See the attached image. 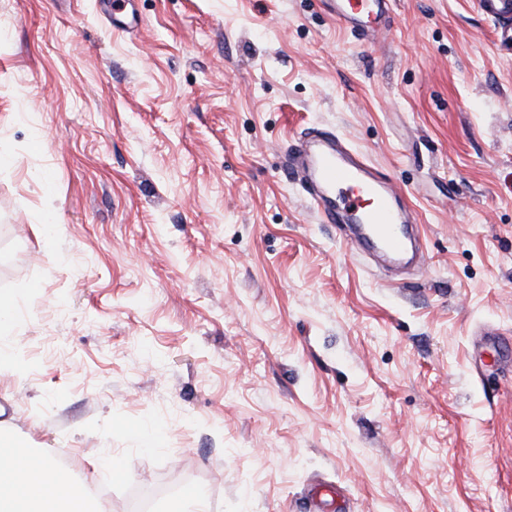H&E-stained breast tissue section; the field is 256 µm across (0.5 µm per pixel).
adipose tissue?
<instances>
[{"label": "adipose tissue", "instance_id": "adipose-tissue-1", "mask_svg": "<svg viewBox=\"0 0 512 512\" xmlns=\"http://www.w3.org/2000/svg\"><path fill=\"white\" fill-rule=\"evenodd\" d=\"M0 512H105L93 485L0 434Z\"/></svg>", "mask_w": 512, "mask_h": 512}]
</instances>
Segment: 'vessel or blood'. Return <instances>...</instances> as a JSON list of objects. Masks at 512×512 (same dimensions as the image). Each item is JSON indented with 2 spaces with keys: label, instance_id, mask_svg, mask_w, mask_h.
Segmentation results:
<instances>
[{
  "label": "vessel or blood",
  "instance_id": "obj_1",
  "mask_svg": "<svg viewBox=\"0 0 512 512\" xmlns=\"http://www.w3.org/2000/svg\"><path fill=\"white\" fill-rule=\"evenodd\" d=\"M347 28L376 35L389 17L391 0H325ZM480 10L501 22L500 44L512 45V0H477ZM290 162L321 223L353 224L357 241L389 259L408 252L414 210L391 177L350 148L330 127H315L291 145Z\"/></svg>",
  "mask_w": 512,
  "mask_h": 512
}]
</instances>
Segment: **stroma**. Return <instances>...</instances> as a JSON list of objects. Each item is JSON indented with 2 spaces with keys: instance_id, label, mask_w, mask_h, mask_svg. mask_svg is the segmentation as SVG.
Wrapping results in <instances>:
<instances>
[{
  "instance_id": "35a3bbf8",
  "label": "stroma",
  "mask_w": 512,
  "mask_h": 512,
  "mask_svg": "<svg viewBox=\"0 0 512 512\" xmlns=\"http://www.w3.org/2000/svg\"><path fill=\"white\" fill-rule=\"evenodd\" d=\"M0 0V424L112 512H512V50L476 0ZM328 126L416 211L388 272L288 169ZM156 426L151 450L139 435ZM130 464L108 480L107 461ZM328 10L347 28L375 36L389 18L391 0H324ZM0 307V361L8 360L10 351L3 346V340L10 332V326L14 318L20 311V303L18 301H1Z\"/></svg>"
}]
</instances>
